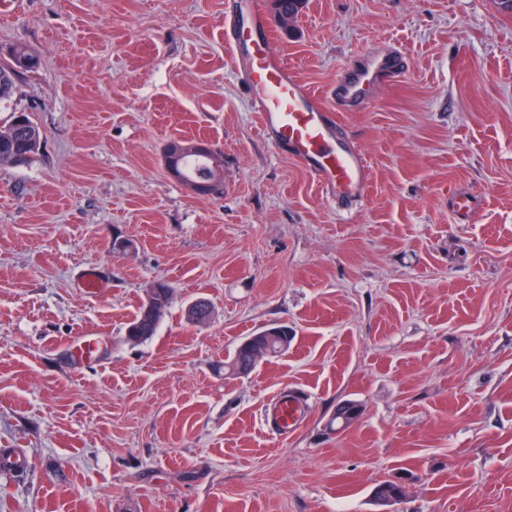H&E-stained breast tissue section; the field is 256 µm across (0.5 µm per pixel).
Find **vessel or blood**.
Masks as SVG:
<instances>
[{
    "label": "vessel or blood",
    "instance_id": "b4317fda",
    "mask_svg": "<svg viewBox=\"0 0 512 512\" xmlns=\"http://www.w3.org/2000/svg\"><path fill=\"white\" fill-rule=\"evenodd\" d=\"M246 9L248 26L229 22L224 36L248 99L258 112L267 139L300 162L320 185L325 197L346 206L363 201L369 182L363 155L342 135L331 110L301 83L275 48L266 16L253 0ZM408 69L398 54L375 55L336 85V107L367 103L377 73L399 81ZM305 408L294 392L279 394L265 409L268 428L278 436L293 434Z\"/></svg>",
    "mask_w": 512,
    "mask_h": 512
}]
</instances>
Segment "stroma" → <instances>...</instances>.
<instances>
[{"label": "stroma", "mask_w": 512, "mask_h": 512, "mask_svg": "<svg viewBox=\"0 0 512 512\" xmlns=\"http://www.w3.org/2000/svg\"><path fill=\"white\" fill-rule=\"evenodd\" d=\"M236 0H27L0 17V62L23 43L0 127L43 134L0 165V512H512V17L493 0H306L276 45L328 108L361 56L409 70L337 111L370 170L363 202L326 201L260 131L224 18ZM175 139L224 159L196 195L164 159ZM477 201L475 217L452 209ZM102 281L82 286L86 267ZM170 307L126 339L146 291ZM207 300L210 319L186 309ZM287 351L218 372L247 336ZM99 336L76 361L70 337ZM309 408L287 438L268 400ZM362 412L343 431L339 403ZM19 117L22 122H19ZM42 133L25 113H14L12 121L0 129V156L4 154L23 156V166L28 165L38 154ZM20 166V167H23ZM157 284L161 288H154L155 285H153L150 288V290H153V289L160 290L159 293L154 291V294L158 300H164V296H165L164 290H169L170 288L168 285H166L164 283H157ZM171 299L172 298H169V300L167 302H165L164 310H163L162 314L156 319L151 318L149 316H145L144 311L149 313L152 317H155L161 312L160 306H161V304L164 303V301L160 302L158 300H153V301L149 300L147 302L146 307H145V303H144V305H141L139 314L129 324V326L127 328L128 339L131 341H135V342H143V341L150 339L152 336H154L157 331L160 320L166 313V311L171 303ZM144 307H145V310H144Z\"/></svg>", "instance_id": "35a3bbf8"}]
</instances>
